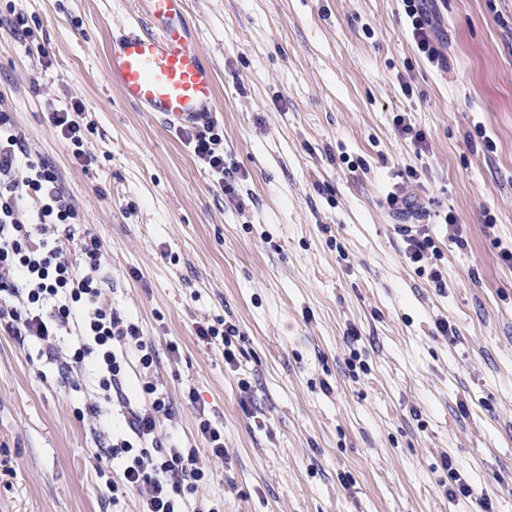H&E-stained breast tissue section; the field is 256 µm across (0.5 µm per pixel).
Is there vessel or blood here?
Wrapping results in <instances>:
<instances>
[{
  "label": "vessel or blood",
  "mask_w": 512,
  "mask_h": 512,
  "mask_svg": "<svg viewBox=\"0 0 512 512\" xmlns=\"http://www.w3.org/2000/svg\"><path fill=\"white\" fill-rule=\"evenodd\" d=\"M145 24L112 39L109 72L124 100L177 128L212 123L216 76L186 22L187 0H143Z\"/></svg>",
  "instance_id": "vessel-or-blood-1"
}]
</instances>
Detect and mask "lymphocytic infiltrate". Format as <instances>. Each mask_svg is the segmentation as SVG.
<instances>
[{
	"mask_svg": "<svg viewBox=\"0 0 512 512\" xmlns=\"http://www.w3.org/2000/svg\"><path fill=\"white\" fill-rule=\"evenodd\" d=\"M408 28L418 51L435 66L445 63L428 15L426 0H403ZM77 214L63 191L55 167L32 158L24 134L10 113L0 112V328L30 340L53 359L62 382L85 363L98 372V404L125 401L123 382L130 363L145 381L144 401L127 407L126 431L106 452L123 467V485L137 491L140 512H182L187 481L201 480L195 449L161 439L158 428L172 407L152 377L156 360L138 325L102 302L104 253L98 238L77 236ZM80 245V262L67 257L71 242ZM77 345L62 350L60 334Z\"/></svg>",
	"mask_w": 512,
	"mask_h": 512,
	"instance_id": "lymphocytic-infiltrate-1",
	"label": "lymphocytic infiltrate"
}]
</instances>
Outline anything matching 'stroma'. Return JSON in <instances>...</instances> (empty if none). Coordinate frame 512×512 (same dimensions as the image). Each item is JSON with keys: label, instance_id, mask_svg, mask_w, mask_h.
<instances>
[{"label": "stroma", "instance_id": "1", "mask_svg": "<svg viewBox=\"0 0 512 512\" xmlns=\"http://www.w3.org/2000/svg\"><path fill=\"white\" fill-rule=\"evenodd\" d=\"M430 10L443 68L418 56L402 0H188L230 196L110 77L138 0H0V111L55 167L77 233L101 241L103 302L158 355L173 432L205 472L189 504L512 512V0ZM75 101L85 162L48 121ZM398 190L430 216L420 268L387 201ZM224 321L232 366L196 334ZM86 400L0 331V512H139L136 493L111 492L121 470L101 447L121 407L82 421ZM201 410L226 459L198 435ZM455 471L489 510L449 499Z\"/></svg>", "mask_w": 512, "mask_h": 512}]
</instances>
